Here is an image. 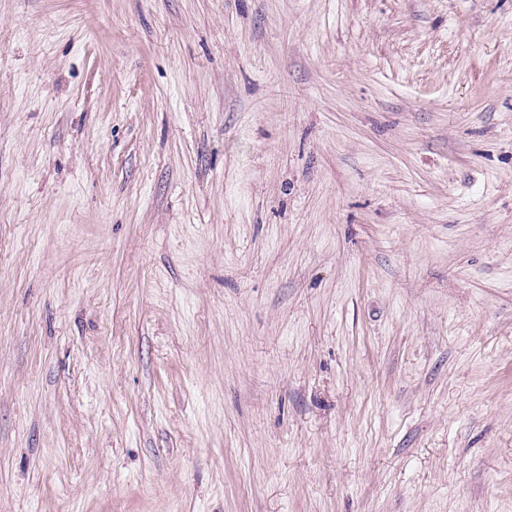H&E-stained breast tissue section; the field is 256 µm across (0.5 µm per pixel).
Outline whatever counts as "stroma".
<instances>
[{"mask_svg":"<svg viewBox=\"0 0 512 512\" xmlns=\"http://www.w3.org/2000/svg\"><path fill=\"white\" fill-rule=\"evenodd\" d=\"M0 512H512V0H0Z\"/></svg>","mask_w":512,"mask_h":512,"instance_id":"obj_1","label":"stroma"}]
</instances>
